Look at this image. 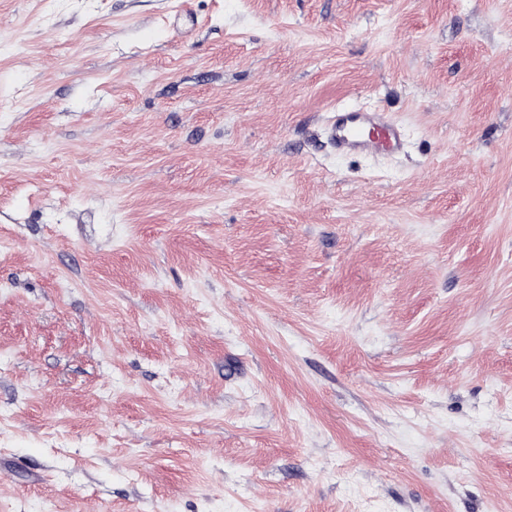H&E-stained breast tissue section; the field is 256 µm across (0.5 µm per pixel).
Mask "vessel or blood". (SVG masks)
Returning <instances> with one entry per match:
<instances>
[{
    "label": "vessel or blood",
    "mask_w": 512,
    "mask_h": 512,
    "mask_svg": "<svg viewBox=\"0 0 512 512\" xmlns=\"http://www.w3.org/2000/svg\"><path fill=\"white\" fill-rule=\"evenodd\" d=\"M325 132L336 151L346 156L396 153L405 144L403 127L381 109H338L328 118Z\"/></svg>",
    "instance_id": "1"
}]
</instances>
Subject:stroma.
<instances>
[{
  "mask_svg": "<svg viewBox=\"0 0 512 512\" xmlns=\"http://www.w3.org/2000/svg\"><path fill=\"white\" fill-rule=\"evenodd\" d=\"M0 512H512V0H0ZM325 132L336 152L346 156L396 153L405 144L403 127L381 109H336L327 120Z\"/></svg>",
  "mask_w": 512,
  "mask_h": 512,
  "instance_id": "stroma-1",
  "label": "stroma"
}]
</instances>
